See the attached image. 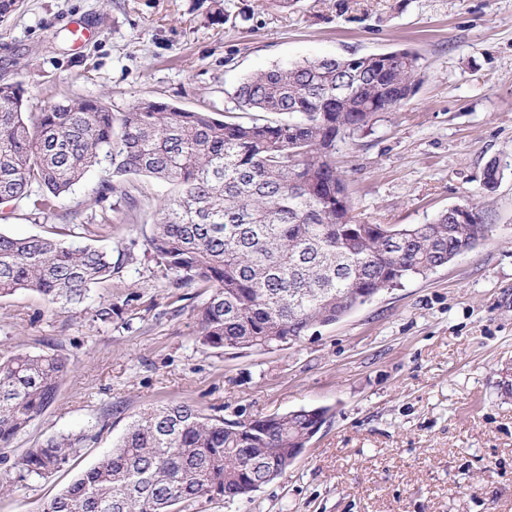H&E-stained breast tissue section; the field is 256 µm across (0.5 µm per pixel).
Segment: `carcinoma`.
Returning <instances> with one entry per match:
<instances>
[{
	"label": "carcinoma",
	"mask_w": 512,
	"mask_h": 512,
	"mask_svg": "<svg viewBox=\"0 0 512 512\" xmlns=\"http://www.w3.org/2000/svg\"><path fill=\"white\" fill-rule=\"evenodd\" d=\"M377 67L371 56L287 62L251 73L233 108L183 109L141 99L115 110L97 98L53 103L29 126L23 89L0 84V203L41 190L47 211L102 162L116 203L138 200L123 182L164 180L148 250L176 288L209 291L198 309L200 342L213 349L270 351L377 294L425 277L476 248L488 226L479 206L469 224L445 210L428 224H356L336 142L369 129L414 93L421 57L409 49ZM249 112L242 121L233 112ZM286 115L285 121L271 115ZM135 243L111 250L51 236L0 233V297L35 292L63 312L110 323L112 300L85 305L91 288L120 280ZM69 370L51 352L0 361V449L55 401ZM324 409H299L250 424L226 422L189 403L135 416L112 451L62 488L44 512H182L200 499H235L270 482L304 448ZM98 435L61 434L31 448L20 478L41 479L80 455Z\"/></svg>",
	"instance_id": "carcinoma-1"
}]
</instances>
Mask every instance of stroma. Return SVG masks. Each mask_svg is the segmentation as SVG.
<instances>
[{"mask_svg": "<svg viewBox=\"0 0 512 512\" xmlns=\"http://www.w3.org/2000/svg\"><path fill=\"white\" fill-rule=\"evenodd\" d=\"M89 34L76 40L75 23ZM398 49L422 58L421 82L367 133L338 142L360 224H426L473 203L486 238L424 278L380 292L336 323L274 351L202 346L203 289L176 288L147 246L167 183L134 180L139 210L113 208L105 167L52 212L40 192L0 205V233H59L110 224L83 244L134 243L121 287L91 301L121 303L90 326L39 294L0 298V358L66 357L56 400L0 450V512H43L111 450L128 423L187 402L228 421L327 409L304 452L274 481L234 501L187 512H512V0H19L0 18V83L24 91L27 120L65 98L124 109L144 98L214 112L250 73L276 64ZM502 169L483 186L490 162ZM99 438L44 479L17 462L48 437Z\"/></svg>", "mask_w": 512, "mask_h": 512, "instance_id": "35a3bbf8", "label": "stroma"}]
</instances>
